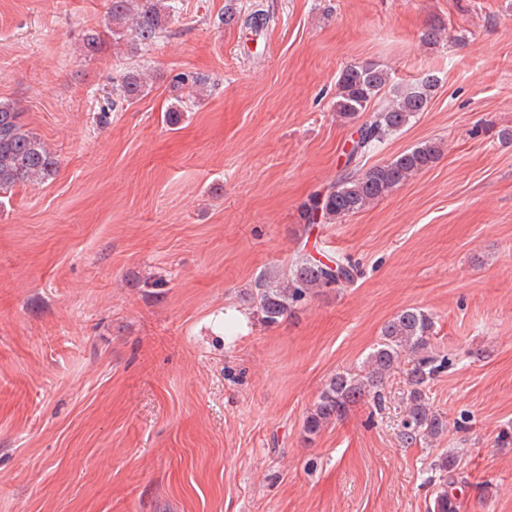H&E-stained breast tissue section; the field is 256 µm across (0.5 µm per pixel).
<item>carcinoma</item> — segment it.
Here are the masks:
<instances>
[{
    "label": "carcinoma",
    "mask_w": 512,
    "mask_h": 512,
    "mask_svg": "<svg viewBox=\"0 0 512 512\" xmlns=\"http://www.w3.org/2000/svg\"><path fill=\"white\" fill-rule=\"evenodd\" d=\"M179 0H107L106 30H92L85 35L84 47L94 56L102 50L104 37L124 40L134 53L153 44L166 30L168 21L179 13ZM238 0H226L224 25L231 26L244 19L248 28L266 23L260 9L241 16ZM388 72L374 63L349 65L336 79L332 103L336 115L347 122L358 119L385 90ZM147 81L137 70L126 72L116 87L120 102H132L144 93ZM437 86L430 74L418 83L395 91L394 98L372 113L360 126V139L346 153L338 178L323 192L314 194L302 212L305 224L333 223L354 215L371 203L385 197L409 176L430 168L440 156L434 143H424L407 150L393 160L367 169L361 159L392 134L406 127L425 111ZM23 113L10 102H0V194L18 184L41 182L56 171V155L38 135L27 129ZM354 282V269L329 265L302 253L284 274L281 282L259 278L251 293V302L258 321L265 326L279 323L308 297L326 289L345 288ZM435 317L419 307L401 310L384 323L380 341L368 353L364 371L338 372L330 378L319 396L315 409L304 422V432L316 434L321 426L345 416L350 406L364 397L381 400L380 388L387 377L407 356L404 369L408 384L406 418L402 440L413 445L431 441L448 430L444 416L430 403V383L450 366L451 357L437 350L434 342ZM431 470L438 474L439 486L433 500V512H460L461 502L451 492L453 486L466 481L457 472L455 458L440 457Z\"/></svg>",
    "instance_id": "cac0c4a2"
}]
</instances>
